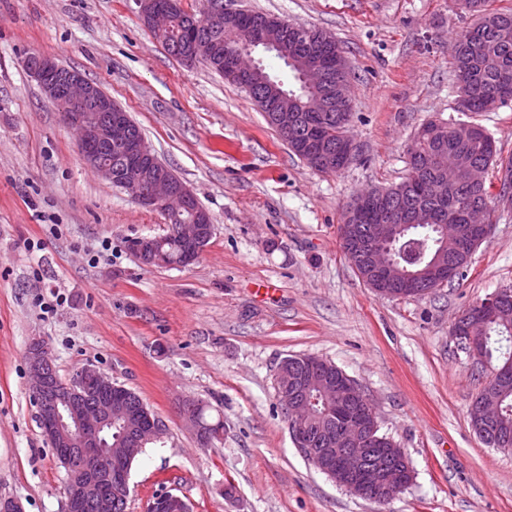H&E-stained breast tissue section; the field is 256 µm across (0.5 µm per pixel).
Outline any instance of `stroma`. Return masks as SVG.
<instances>
[{
  "label": "stroma",
  "instance_id": "stroma-1",
  "mask_svg": "<svg viewBox=\"0 0 512 512\" xmlns=\"http://www.w3.org/2000/svg\"><path fill=\"white\" fill-rule=\"evenodd\" d=\"M224 3L335 36L352 68L359 161L310 168L242 88L169 55L135 0H0V499L66 508V473L28 390L39 337L62 381L95 366L166 427L132 464L126 512L166 491L191 512H512V452L472 429L485 377L450 338L464 309L512 284V211L492 208L463 280L422 297L378 294L339 241L356 195L405 176L423 124L479 123L512 154V106L457 109L452 44L474 16L463 0ZM33 55L100 84L194 191L214 224L197 261L146 266L130 250L166 219L85 167L27 68ZM53 292L64 301L47 315L37 300ZM295 354L334 362L373 400L414 471L389 504L338 487L297 450L274 389ZM188 398L223 422L219 441L185 426Z\"/></svg>",
  "mask_w": 512,
  "mask_h": 512
}]
</instances>
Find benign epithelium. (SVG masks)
Listing matches in <instances>:
<instances>
[{"label":"benign epithelium","mask_w":512,"mask_h":512,"mask_svg":"<svg viewBox=\"0 0 512 512\" xmlns=\"http://www.w3.org/2000/svg\"><path fill=\"white\" fill-rule=\"evenodd\" d=\"M145 25L154 33L170 28L171 0H137ZM242 15L239 9L227 8L220 0H210L199 19V26L215 28L232 22ZM280 27L290 31L299 46L294 64L300 78L315 93L313 108L326 112L331 107L345 111L351 106V80L348 61L343 57L322 54L310 43L311 30L306 26L278 21ZM279 48L270 35V26L243 31L236 50L224 58V74L241 87L254 92L260 86L257 78L259 60L256 56ZM211 43L195 40L185 46H176L175 54L188 64L207 62ZM29 70L41 86L44 94L53 101L67 103L64 113L66 124L78 135V147L84 165L101 179L112 183L140 206L162 212L168 227L174 229L177 239L185 249L187 266L200 258L212 238L214 225L209 212L201 207L196 195L168 166L162 163L142 137L132 138L129 133V116L114 104L112 97L98 84L88 80L80 72L61 66L55 59L36 55ZM269 120L280 129L296 126L301 116L296 112H275ZM468 125L453 129L435 122L426 127V135L439 145L430 158L436 176L435 188L444 193L448 187L465 181L472 188L481 187L487 169L478 163L466 166V174L460 173L463 162L448 157L444 144L452 133L466 135ZM112 148L123 158V168L118 177L112 175V157L104 149ZM358 152L355 141L348 137L336 148V170ZM325 151L319 141L311 139L306 148L305 161L315 169L323 167ZM388 196L386 191L369 192L358 197L350 207L348 219H353L362 208L377 199ZM469 230L475 242L483 241L492 229L489 208L481 201H473L467 208ZM434 225L442 234H448V225L436 223L433 211L426 208L391 209L379 214L362 242L366 260V273L361 279L376 288L401 276L395 268L391 253L404 230L412 226ZM138 259L144 265H152L155 238L141 237L136 240ZM450 263L434 256L428 264L432 275L424 280L406 278L402 284L413 292L423 285L441 287L448 280ZM512 305V290L499 288L481 302L476 311H465L452 327L451 339L464 347L474 360L484 359V341L476 329L485 328L487 322ZM29 371V393L38 408L42 434L53 448L66 450L64 463L67 473V512H112V503L125 501L130 494L129 472L124 463L137 457L145 442L164 433V424L149 417L136 431L120 434L118 447H112L110 433L117 424H128L131 413L128 405L112 398V379L95 367H83L68 383L60 381L56 366L44 341L33 340L26 351ZM322 359H309V371L300 377L288 374V365L278 366L275 374L277 400L286 411L288 427L297 449L312 456L307 447V434L311 426L312 410L307 396V384L316 382L331 396V409L336 413V436L342 451L336 457V466L320 467L336 485L360 496L370 487L377 488L375 500L386 505L394 500L411 482L410 467L382 471L367 470L363 458L369 446L371 433L379 427L378 417L371 398L357 382L342 369L332 375L319 369ZM198 401L186 400L182 405L183 420L198 433L204 430L198 423L194 408ZM475 432L485 436L497 429L499 407L478 397L472 405ZM147 512H188L185 500L166 492L148 506Z\"/></svg>","instance_id":"1"}]
</instances>
